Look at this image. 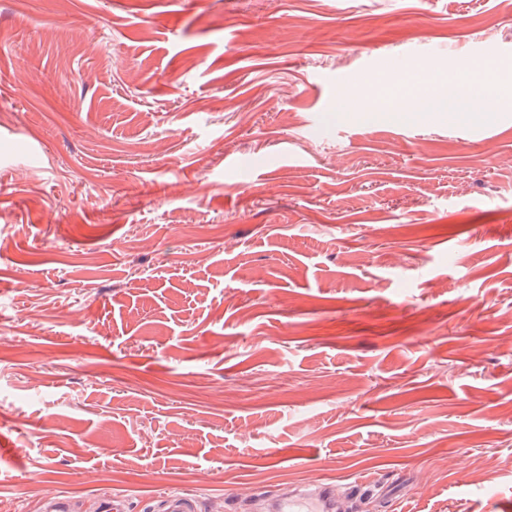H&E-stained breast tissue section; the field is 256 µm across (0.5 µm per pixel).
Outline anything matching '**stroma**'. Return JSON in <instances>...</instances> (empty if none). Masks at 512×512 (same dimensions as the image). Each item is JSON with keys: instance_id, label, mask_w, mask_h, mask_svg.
Listing matches in <instances>:
<instances>
[{"instance_id": "1", "label": "stroma", "mask_w": 512, "mask_h": 512, "mask_svg": "<svg viewBox=\"0 0 512 512\" xmlns=\"http://www.w3.org/2000/svg\"><path fill=\"white\" fill-rule=\"evenodd\" d=\"M0 436L7 512L512 496V0H0ZM352 99L351 97L349 105L344 108L347 112L341 113L342 116H349L351 113L359 112L400 113L403 117H414L418 113L455 116L460 112H475V109L483 115H489L497 112L501 106V100L498 95L487 92L486 89L480 91L475 85L466 91H460L453 85L448 84L447 91L426 95L422 100L423 103H418V105H414L412 101L407 102L401 108L395 107L386 100H381L373 108L356 107L352 103ZM269 512H334L336 494L328 484H322L317 490H303L277 497L271 501ZM147 512H154L159 510L161 512H197V500L190 494L169 492L161 497V501L157 506H152L150 503L144 505Z\"/></svg>"}]
</instances>
